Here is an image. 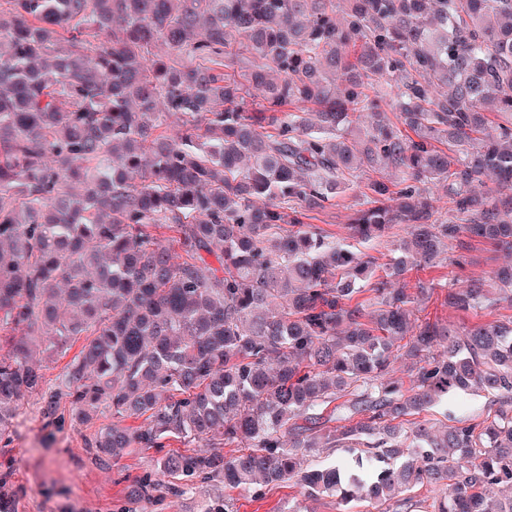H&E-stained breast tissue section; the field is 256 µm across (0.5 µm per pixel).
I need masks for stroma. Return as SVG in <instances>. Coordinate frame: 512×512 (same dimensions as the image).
Segmentation results:
<instances>
[{"label": "stroma", "mask_w": 512, "mask_h": 512, "mask_svg": "<svg viewBox=\"0 0 512 512\" xmlns=\"http://www.w3.org/2000/svg\"><path fill=\"white\" fill-rule=\"evenodd\" d=\"M368 178V173H358L350 189L317 213L312 227L338 242L350 243L348 217L362 200ZM463 251L470 258L465 269L413 270L405 275L406 288L415 294L412 309L416 321H438L459 332L479 321L512 315V306L505 303L476 315L445 306L442 279L455 280L462 287L476 279L490 278L501 261L500 254L487 242L471 240L463 247L450 242V256ZM60 414L61 421L47 419L38 396L26 395L0 437V483L15 495V512H204L223 500L229 501L232 512H272L276 507L283 512H336L335 498L307 497L292 483L229 490L219 481H196L177 496L129 501V486L154 466L156 451L137 449L119 460L100 462L91 443L111 425V414L104 411L87 422L70 420L66 407Z\"/></svg>", "instance_id": "stroma-1"}]
</instances>
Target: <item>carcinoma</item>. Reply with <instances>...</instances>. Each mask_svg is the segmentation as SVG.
<instances>
[{"instance_id": "carcinoma-1", "label": "carcinoma", "mask_w": 512, "mask_h": 512, "mask_svg": "<svg viewBox=\"0 0 512 512\" xmlns=\"http://www.w3.org/2000/svg\"><path fill=\"white\" fill-rule=\"evenodd\" d=\"M339 2L0 0V426L34 393L47 417L112 412L101 461L198 443L159 457L136 501L293 480L338 512H412L398 495L427 482L452 488L432 512H512V316L416 325L393 287L463 234L512 257V0ZM362 168L351 236L409 229L383 275L307 225ZM492 278L507 296L473 280L444 304H512V265ZM38 334L53 352L86 337L56 386ZM460 392L495 410L403 428ZM365 436L299 474L300 454Z\"/></svg>"}]
</instances>
